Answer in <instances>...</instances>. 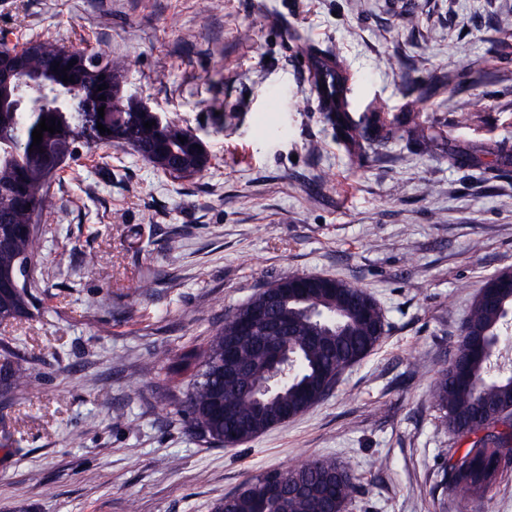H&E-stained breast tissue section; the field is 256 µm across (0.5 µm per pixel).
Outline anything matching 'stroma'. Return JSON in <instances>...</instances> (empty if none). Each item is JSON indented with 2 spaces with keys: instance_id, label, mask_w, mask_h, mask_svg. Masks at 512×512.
I'll list each match as a JSON object with an SVG mask.
<instances>
[{
  "instance_id": "obj_1",
  "label": "stroma",
  "mask_w": 512,
  "mask_h": 512,
  "mask_svg": "<svg viewBox=\"0 0 512 512\" xmlns=\"http://www.w3.org/2000/svg\"><path fill=\"white\" fill-rule=\"evenodd\" d=\"M126 63V94L191 130L209 164L176 180L118 144L79 148L38 219L39 304L0 325L37 380L0 409V512H211L247 478L333 457L347 512H470L465 450L433 389L481 281L512 266V178L449 166L512 145V0H0V43ZM353 76L388 139L349 151L319 112L309 47ZM439 135L415 154L408 131ZM94 268H86L84 255ZM343 279L388 331L307 412L234 447L182 401L184 356L258 289Z\"/></svg>"
}]
</instances>
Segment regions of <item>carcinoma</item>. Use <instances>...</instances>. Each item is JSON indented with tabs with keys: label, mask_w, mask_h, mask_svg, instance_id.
I'll list each match as a JSON object with an SVG mask.
<instances>
[{
	"label": "carcinoma",
	"mask_w": 512,
	"mask_h": 512,
	"mask_svg": "<svg viewBox=\"0 0 512 512\" xmlns=\"http://www.w3.org/2000/svg\"><path fill=\"white\" fill-rule=\"evenodd\" d=\"M15 64L43 76L46 92L65 88L75 91V105L61 110L47 98L31 112L0 110V323L30 315L36 296L31 279L40 258L41 233L33 218L52 207L46 186L52 179L47 158L64 162L79 142L88 147L105 142L130 146L145 162L176 178L202 171L208 162L199 137L154 112L140 111L141 102L124 95V63L116 57L49 42L35 51L5 49ZM76 61L68 66L70 61ZM74 81L63 82L64 76ZM105 84L100 91L97 86ZM106 99H100V96ZM93 101L104 108V117L83 110ZM55 119L60 132H43L42 142L32 146V132L40 120ZM155 121L147 129L144 123ZM105 125L101 133L97 124ZM336 140L359 145V139H386L391 124L383 113L373 111L366 122L354 127L341 106H336ZM410 141L422 154L437 143L434 134L417 126ZM451 165L483 168L484 180L506 179L512 170L487 168L469 153L449 154ZM512 270L488 276L467 313L456 352L441 372L434 389L436 409L448 433L468 444L459 456L448 460L449 492L466 501L470 512H484L488 490L512 462V369L494 366L488 353L492 340L512 332ZM238 312L224 319L200 354L199 369L186 394L183 411L196 433L221 446H236L280 425L283 412L318 403L321 389L348 367L360 363L382 340L386 320L382 309L359 286L336 280V288H312L307 301L288 303V347L297 370L288 385L256 410L250 407L252 393L269 381L266 352L257 337L234 333ZM235 341L247 370L224 367V344ZM24 353L19 344L0 340V406L27 393L32 375L22 369ZM285 478L302 482L299 490L285 489L281 497L267 494L272 473L247 478L229 495L231 512H345L354 490L350 470L330 457L313 458Z\"/></svg>",
	"instance_id": "cac0c4a2"
}]
</instances>
